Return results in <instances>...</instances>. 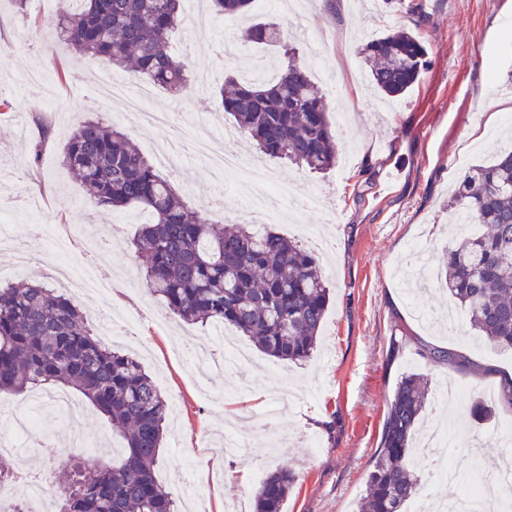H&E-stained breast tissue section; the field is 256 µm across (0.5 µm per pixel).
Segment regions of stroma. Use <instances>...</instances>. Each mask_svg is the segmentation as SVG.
Here are the masks:
<instances>
[{
	"instance_id": "35a3bbf8",
	"label": "stroma",
	"mask_w": 512,
	"mask_h": 512,
	"mask_svg": "<svg viewBox=\"0 0 512 512\" xmlns=\"http://www.w3.org/2000/svg\"><path fill=\"white\" fill-rule=\"evenodd\" d=\"M186 18L171 42L188 66L190 89L176 95L155 88L152 111L182 108L183 140L206 135L214 147L224 145L230 120L219 106L225 79L235 75L241 60L276 65L272 53L244 44V59L224 55V43L236 39L251 19L286 25L304 62L321 64L318 82L332 109L347 111L354 149L337 144L335 168L313 174L294 165H279L293 196L273 199L264 217L268 228L306 243L305 225H319L329 248L319 253L330 301L313 357L285 362L254 352V361L231 372L213 370L195 377L175 337L194 345H210L220 325L202 328L171 319L169 328L155 324L165 313L163 302L150 294L140 274L132 239L140 222L136 209L101 213L86 199L81 186L62 163L63 146L83 120L100 118L119 125L145 155L163 130L146 131L131 122L115 123L114 103L95 102L101 83L138 85L131 73L103 59L75 61L69 47L57 41L52 28L55 0H27L18 13L12 0H0V224L10 225L22 248L34 260L26 271L14 269L13 252L0 249V281H38L55 286L44 261L52 247L50 229L66 224L80 231L67 260L94 266L122 282L125 299L112 296L85 302L86 311L100 307L131 316L116 340L139 353L145 370L170 404L165 447L155 465L157 481L175 500L179 512H225L237 501L242 512H253L259 486L255 468L271 471L288 466L296 476L284 512H357L367 492L368 475L380 445L385 414L397 383L409 373L428 381L425 421L440 420L457 427L464 438L451 459L463 476L487 473L486 456L498 454L497 428L512 423V409L496 407L504 378L512 376V350L478 336L436 331L431 318L451 307L437 276L455 233L449 224L448 201L472 166L495 161L512 150V127L505 115L487 124L486 114L497 100L512 101V44L503 41L512 25V0H422L414 17L381 0H312L302 23L254 0L249 14L227 20L205 11L202 0H182ZM417 31L427 48L426 67L418 84L397 99H383L368 81L362 53L372 39L395 30ZM36 73L43 82L28 88L24 78ZM482 129L480 138L470 135ZM174 184L193 207H209L222 198L230 210H212L220 224L238 222L246 206V187L236 175L211 178L203 161L190 154L178 163ZM122 220L107 250H100V226ZM449 348L470 360L459 368L424 358L425 346ZM462 390L442 401L446 383ZM289 397L274 430L265 440L251 431V446L236 457L207 446L210 435L223 433L242 406L264 409L276 394ZM495 406L489 418L474 414L475 404ZM81 417L62 423L50 404H41L40 430L58 434L57 454L33 452L28 465L50 472L53 489L68 483L65 461L76 453L84 435H101L107 448H121L112 428L90 404Z\"/></svg>"
}]
</instances>
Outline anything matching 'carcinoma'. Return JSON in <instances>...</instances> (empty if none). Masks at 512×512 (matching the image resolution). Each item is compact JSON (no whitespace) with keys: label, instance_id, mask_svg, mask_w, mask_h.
I'll return each mask as SVG.
<instances>
[{"label":"carcinoma","instance_id":"carcinoma-1","mask_svg":"<svg viewBox=\"0 0 512 512\" xmlns=\"http://www.w3.org/2000/svg\"><path fill=\"white\" fill-rule=\"evenodd\" d=\"M210 2L216 14L232 18L253 0ZM184 21L179 0H61L56 28L75 53L128 67L138 79L181 94L189 76L169 35ZM243 41L271 47L280 57L278 72L269 80L229 79L220 91L224 113L268 157L311 173L335 167L329 104L283 28L256 20ZM364 53L371 83L387 96L407 93L424 71L426 50L412 31L375 38ZM62 162L101 210L148 213L134 248L149 292L172 315L192 325L223 323L280 360L312 356L329 303L313 252L253 223L218 227L206 210L187 204L124 132L97 119L69 135ZM452 209L484 231L448 250L440 283L473 330L512 350V152L469 170ZM36 386L78 391L124 441L108 460H68V487L58 493L57 512H174L154 476L167 403L140 360L106 343L60 289L1 284L0 397ZM425 387L416 373L399 381L360 512H408L419 479L407 457ZM294 482L290 469L272 471L255 493V512H283Z\"/></svg>","mask_w":512,"mask_h":512}]
</instances>
